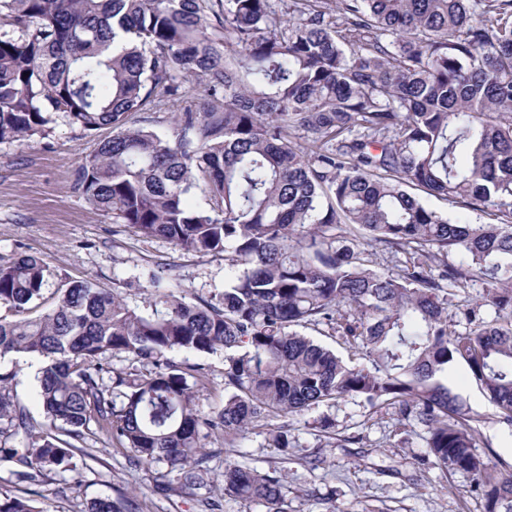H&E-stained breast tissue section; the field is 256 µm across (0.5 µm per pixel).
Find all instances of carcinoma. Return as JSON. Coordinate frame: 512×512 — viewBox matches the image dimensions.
<instances>
[{"instance_id": "obj_1", "label": "carcinoma", "mask_w": 512, "mask_h": 512, "mask_svg": "<svg viewBox=\"0 0 512 512\" xmlns=\"http://www.w3.org/2000/svg\"><path fill=\"white\" fill-rule=\"evenodd\" d=\"M200 85L209 101L198 105ZM162 109L172 139L136 117ZM59 120L112 128L77 179L92 210L144 238L222 253L228 276L221 293H159L145 312L72 281L33 316L50 270L27 254L0 264V308L13 315H0V358L42 359L37 434L0 374V420L29 439L0 446L18 481L69 473L79 484L74 442L93 425L136 466L164 462L162 479L199 489L202 428L232 448L276 420L269 446L286 464L293 418L353 397L418 421L422 465L467 475L485 512H512V472L476 454L479 418L444 379L465 365L512 425V0H0V143ZM416 190L498 223L451 221ZM196 191L207 207L192 206ZM367 239L404 255L397 270L374 267ZM477 280L483 293L456 305L468 325L458 333L453 289ZM307 325L366 363L301 334ZM175 350L224 352L217 415L198 408L197 382L167 358ZM112 353L148 368L113 372L102 363ZM318 429L341 447L363 440L328 416ZM223 491L291 512L276 467L228 462ZM0 512L42 510L0 491ZM86 512L125 507L104 498Z\"/></svg>"}]
</instances>
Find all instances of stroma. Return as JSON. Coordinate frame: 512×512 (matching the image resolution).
Here are the masks:
<instances>
[{
  "label": "stroma",
  "mask_w": 512,
  "mask_h": 512,
  "mask_svg": "<svg viewBox=\"0 0 512 512\" xmlns=\"http://www.w3.org/2000/svg\"><path fill=\"white\" fill-rule=\"evenodd\" d=\"M111 134L108 127L85 133L60 122L46 137L28 144H0V263L21 254L46 263L53 272L46 286L48 306L57 288L83 279L122 292L130 306L139 308L163 291L185 289L202 297L223 291V255L202 256L163 239L140 237L111 216L94 212L77 191L82 164ZM168 358L185 368H202L206 380L198 389L201 409L223 408V353L173 351ZM39 367V361L23 355L0 359V373L12 378L11 401L37 425L44 422L37 392ZM447 380L464 408L481 418L477 453L501 469L512 468V426L498 422L494 406L464 366H454ZM326 414L335 418L337 430L362 433L363 446L341 448L318 436L312 424ZM293 427L297 460L287 466L285 485L294 512H485L483 500L468 493L467 477L419 465L425 446L420 424L390 414L369 417L359 400L346 398L331 409L303 412ZM202 444L211 456L209 487L194 496L175 485L159 494L153 486L165 465L149 471L131 466L117 441L94 430L85 432L79 446L88 455L79 486L71 487L69 477L50 475L38 486L35 504L41 512H84L88 502L109 497L123 500L127 512H206L202 500L212 487L222 485L225 461L243 460L258 469L279 463V452L269 447L261 427L232 448L225 447L220 430L209 432ZM310 453L322 459L317 469L299 462Z\"/></svg>",
  "instance_id": "1"
}]
</instances>
